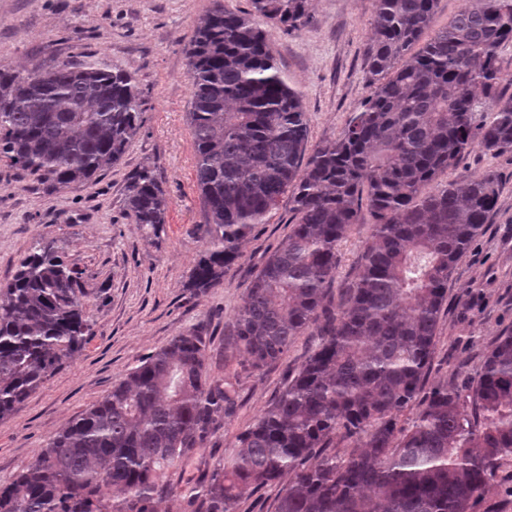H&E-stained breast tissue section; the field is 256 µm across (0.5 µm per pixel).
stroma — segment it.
I'll use <instances>...</instances> for the list:
<instances>
[{
  "instance_id": "obj_1",
  "label": "stroma",
  "mask_w": 512,
  "mask_h": 512,
  "mask_svg": "<svg viewBox=\"0 0 512 512\" xmlns=\"http://www.w3.org/2000/svg\"><path fill=\"white\" fill-rule=\"evenodd\" d=\"M248 11L250 0H0V71L27 73L61 62H97L131 72L144 99L142 128L105 174L51 190L0 160V286L35 242H51L77 265L93 334L12 416L0 419V483L24 470L58 431L101 400L174 336L196 329L207 338L215 377L238 368L227 345L246 288L295 221L287 200L256 225L220 285L191 295L187 284L206 249V214L196 185L188 121L187 50L195 27L216 4ZM310 21L297 30L268 26L270 46L309 118V142L336 139L371 93L365 47L374 0H308ZM154 166L168 199L166 222L145 235L125 210L130 174ZM493 172L499 198L448 279L427 384L461 388L497 337L512 331V153L463 155L442 180ZM369 225L341 244L343 263L326 304L338 310ZM319 340L317 327L297 336L277 363L243 373L237 406L203 459L186 465L198 477L237 433L285 388Z\"/></svg>"
}]
</instances>
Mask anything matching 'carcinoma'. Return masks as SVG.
I'll return each mask as SVG.
<instances>
[{
  "mask_svg": "<svg viewBox=\"0 0 512 512\" xmlns=\"http://www.w3.org/2000/svg\"><path fill=\"white\" fill-rule=\"evenodd\" d=\"M218 5L188 48L197 186L209 225L187 288L220 283L256 224L288 196V238L246 289L233 324L244 371L280 360L325 313L339 243L371 232L343 308L320 342L196 482L173 483L238 398L239 374L207 370L198 330L173 337L0 487V512H155L180 491L189 512H235L282 488L276 512H470L512 461V332L497 337L467 393L425 388L448 278L498 200L490 172L442 182L475 148L512 152V95L498 90L512 44V0H463L429 39L438 0H374L366 44L371 94L333 141L308 148L309 124L253 19L295 30L307 0ZM425 43L418 51L413 47ZM142 127L135 77L95 62L0 72V158L52 189L112 168ZM168 202L144 166L127 185L132 223L155 233ZM80 272L36 242L0 289V419L78 352L92 323ZM411 426L400 417L416 401ZM349 452H333L337 443ZM283 484L264 487L253 495L243 498L236 507V512H275L277 499Z\"/></svg>",
  "mask_w": 512,
  "mask_h": 512,
  "instance_id": "obj_1",
  "label": "carcinoma"
}]
</instances>
